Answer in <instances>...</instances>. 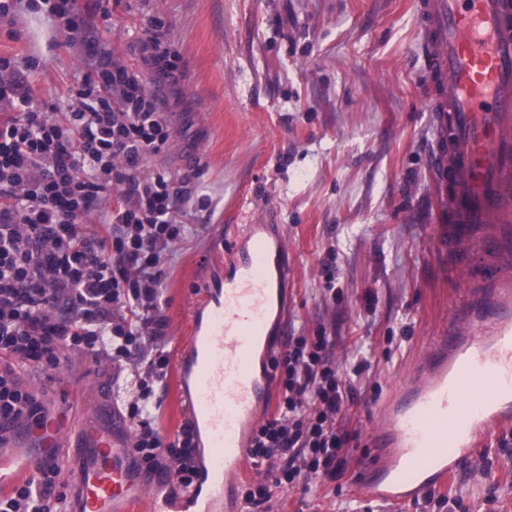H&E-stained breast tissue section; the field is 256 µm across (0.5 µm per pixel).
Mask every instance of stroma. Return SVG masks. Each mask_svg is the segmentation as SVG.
<instances>
[{
	"label": "stroma",
	"instance_id": "1",
	"mask_svg": "<svg viewBox=\"0 0 512 512\" xmlns=\"http://www.w3.org/2000/svg\"><path fill=\"white\" fill-rule=\"evenodd\" d=\"M90 25L114 56L138 68L152 18L179 54L181 90L171 99L172 139L146 157L142 173L170 171L213 211H188L192 230L173 245L163 279L165 345L172 365L158 415L165 440L185 422L176 363L189 308L223 263L218 244L246 224L283 225L288 243L290 334L336 333L342 369L353 378L344 424L361 434L396 373L455 300L453 260L438 252L441 196L434 177L440 131L427 111L428 61L414 0H110ZM47 16L0 18V56L39 62L35 96L67 108L87 73L79 47ZM138 357L115 363L62 349L54 379L18 367L44 404H64L80 426L119 415L110 387L129 380ZM344 478L273 500L275 512H388L353 499L372 452L349 444ZM480 465L450 484L457 512H512V445L485 443ZM499 480L489 492L480 474Z\"/></svg>",
	"mask_w": 512,
	"mask_h": 512
}]
</instances>
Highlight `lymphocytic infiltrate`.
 Instances as JSON below:
<instances>
[{"label": "lymphocytic infiltrate", "mask_w": 512, "mask_h": 512, "mask_svg": "<svg viewBox=\"0 0 512 512\" xmlns=\"http://www.w3.org/2000/svg\"><path fill=\"white\" fill-rule=\"evenodd\" d=\"M27 7L59 23L67 43H81L93 70L62 116L0 57V102L10 107L0 115V444L8 425H38L46 412L21 383L18 366L55 369L65 347L118 362L136 352L141 367L122 398L136 425V466L173 471L177 485L189 487L197 470L190 427L164 442L147 403L164 393L170 364L160 343L170 247L188 233L187 208L203 211L212 202L177 188L168 172L140 170L143 158L164 152L172 137L167 102L146 75L174 79L178 56L157 19L135 71L86 35L78 0H28ZM105 197L112 200L108 218L87 232ZM335 344L320 327L289 337L273 359L278 399L249 446L267 478L249 483L250 512H272L274 489L347 473L351 435L342 421L354 389L334 359ZM57 475L53 462H41L35 477L0 495V512H59Z\"/></svg>", "instance_id": "obj_1"}]
</instances>
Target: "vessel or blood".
I'll return each instance as SVG.
<instances>
[{
	"instance_id": "vessel-or-blood-1",
	"label": "vessel or blood",
	"mask_w": 512,
	"mask_h": 512,
	"mask_svg": "<svg viewBox=\"0 0 512 512\" xmlns=\"http://www.w3.org/2000/svg\"><path fill=\"white\" fill-rule=\"evenodd\" d=\"M429 59L426 104L450 138L437 181L447 197L439 243L450 254H497L494 274L464 283L448 324L396 378L368 429L374 457L355 494L397 505L445 486L484 439L512 427V0H417ZM288 247L281 230L233 232L224 275L190 314L180 388L202 463L182 496L160 495L172 474L139 473L129 440L72 430L55 407L41 426L12 431L19 447L73 462L71 512H223L249 460V438L273 397L284 346Z\"/></svg>"
}]
</instances>
